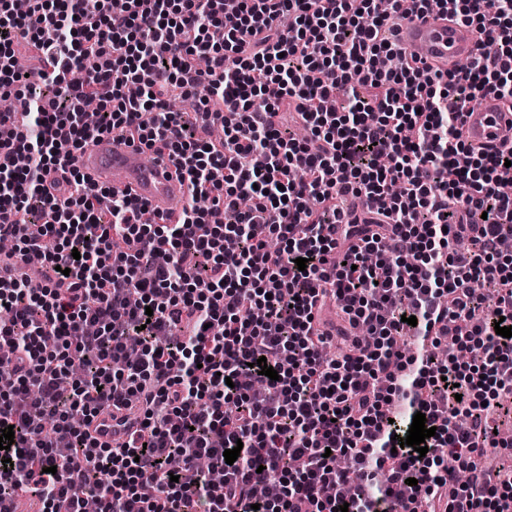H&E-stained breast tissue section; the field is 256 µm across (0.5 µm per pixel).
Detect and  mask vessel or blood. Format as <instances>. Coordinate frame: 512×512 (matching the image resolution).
Listing matches in <instances>:
<instances>
[{
    "mask_svg": "<svg viewBox=\"0 0 512 512\" xmlns=\"http://www.w3.org/2000/svg\"><path fill=\"white\" fill-rule=\"evenodd\" d=\"M396 43L408 58L450 69L475 56L483 40L472 27L438 12L404 19L395 27ZM464 136L474 147L495 149L512 141V106L488 93L464 116ZM146 149L105 137L85 147L78 157L82 173L116 193H127L149 205L156 213L173 211L185 201L187 181L176 177L167 156L146 160Z\"/></svg>",
    "mask_w": 512,
    "mask_h": 512,
    "instance_id": "1",
    "label": "vessel or blood"
}]
</instances>
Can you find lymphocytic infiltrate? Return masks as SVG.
<instances>
[{
  "label": "lymphocytic infiltrate",
  "mask_w": 512,
  "mask_h": 512,
  "mask_svg": "<svg viewBox=\"0 0 512 512\" xmlns=\"http://www.w3.org/2000/svg\"><path fill=\"white\" fill-rule=\"evenodd\" d=\"M381 1L0 0V97L22 108L0 113V512H512V473L477 463L512 412V146L461 137L482 94L512 104V0ZM434 5L496 52L380 69L386 30ZM21 45L53 73L20 70ZM120 129L189 183L176 222L86 183L79 153ZM133 397V438L99 443L93 418ZM418 412L423 456L395 445Z\"/></svg>",
  "instance_id": "1"
}]
</instances>
